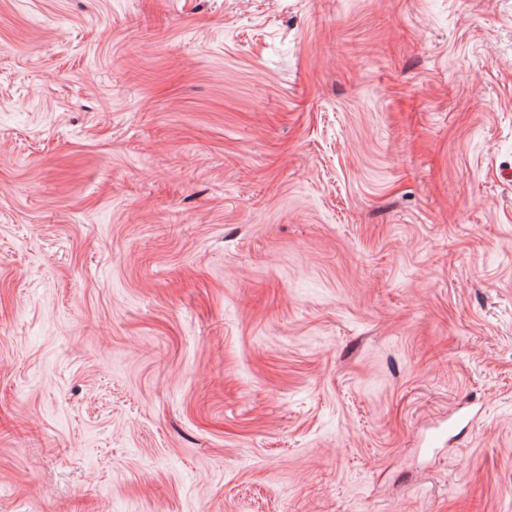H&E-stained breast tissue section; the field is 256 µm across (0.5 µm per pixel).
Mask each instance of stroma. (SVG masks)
Listing matches in <instances>:
<instances>
[{
    "instance_id": "35a3bbf8",
    "label": "stroma",
    "mask_w": 512,
    "mask_h": 512,
    "mask_svg": "<svg viewBox=\"0 0 512 512\" xmlns=\"http://www.w3.org/2000/svg\"><path fill=\"white\" fill-rule=\"evenodd\" d=\"M0 512H512V0H0Z\"/></svg>"
}]
</instances>
